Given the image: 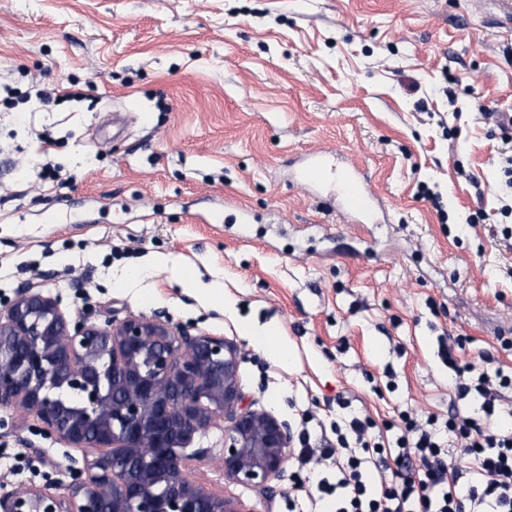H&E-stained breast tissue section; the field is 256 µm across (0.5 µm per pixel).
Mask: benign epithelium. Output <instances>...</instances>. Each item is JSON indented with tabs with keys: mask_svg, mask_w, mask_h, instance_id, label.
<instances>
[{
	"mask_svg": "<svg viewBox=\"0 0 512 512\" xmlns=\"http://www.w3.org/2000/svg\"><path fill=\"white\" fill-rule=\"evenodd\" d=\"M240 350L221 336L190 334L165 316L130 314L118 323L70 321L35 286L0 307V406L36 416L43 433L91 450L71 500L51 487L0 495V512H247L196 486L185 462L217 421L220 458L231 481L259 490L281 476L291 434L265 409L245 405ZM83 396L71 407L60 392ZM165 485L161 494L158 484Z\"/></svg>",
	"mask_w": 512,
	"mask_h": 512,
	"instance_id": "7a95c632",
	"label": "benign epithelium"
}]
</instances>
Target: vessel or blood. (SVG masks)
Masks as SVG:
<instances>
[{
	"label": "vessel or blood",
	"instance_id": "vessel-or-blood-1",
	"mask_svg": "<svg viewBox=\"0 0 512 512\" xmlns=\"http://www.w3.org/2000/svg\"><path fill=\"white\" fill-rule=\"evenodd\" d=\"M296 174L307 190L324 192L332 208L346 221L359 224L385 222L386 215L370 175L334 149L308 151Z\"/></svg>",
	"mask_w": 512,
	"mask_h": 512
}]
</instances>
